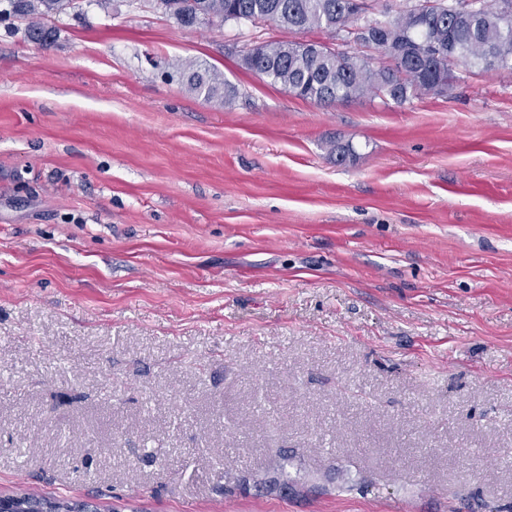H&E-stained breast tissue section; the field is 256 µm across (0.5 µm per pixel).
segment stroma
Segmentation results:
<instances>
[{
  "instance_id": "obj_1",
  "label": "stroma",
  "mask_w": 512,
  "mask_h": 512,
  "mask_svg": "<svg viewBox=\"0 0 512 512\" xmlns=\"http://www.w3.org/2000/svg\"><path fill=\"white\" fill-rule=\"evenodd\" d=\"M51 23L0 17V495L512 512V75L319 105L241 58L324 31ZM181 68L190 74L191 88L198 96H203L205 99L223 96L226 98L234 92L233 86L226 80L221 79L219 75L211 74L205 69L202 73L198 68H194L191 62L182 63Z\"/></svg>"
}]
</instances>
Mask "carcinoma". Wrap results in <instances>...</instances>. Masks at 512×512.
<instances>
[{
  "label": "carcinoma",
  "mask_w": 512,
  "mask_h": 512,
  "mask_svg": "<svg viewBox=\"0 0 512 512\" xmlns=\"http://www.w3.org/2000/svg\"><path fill=\"white\" fill-rule=\"evenodd\" d=\"M420 0L389 14L380 0H160L165 10L185 27L222 25L228 21L274 22L283 27L320 29L341 37L346 50L313 53L298 42L267 41L242 66L272 85L317 104L349 102L367 95L404 103L423 95H441L473 68L512 74V0H479L469 14L468 0H435L437 12L418 23ZM75 0H8V12L27 21L28 40L46 45L54 29L48 19L73 8ZM378 26L388 38L379 51L388 54L400 45L410 54L408 63L380 69L361 55L353 39L356 27ZM458 46L462 59H429V47ZM189 73L192 90L206 99L228 97L233 86L215 73L202 72L193 63L181 64Z\"/></svg>",
  "instance_id": "obj_1"
}]
</instances>
